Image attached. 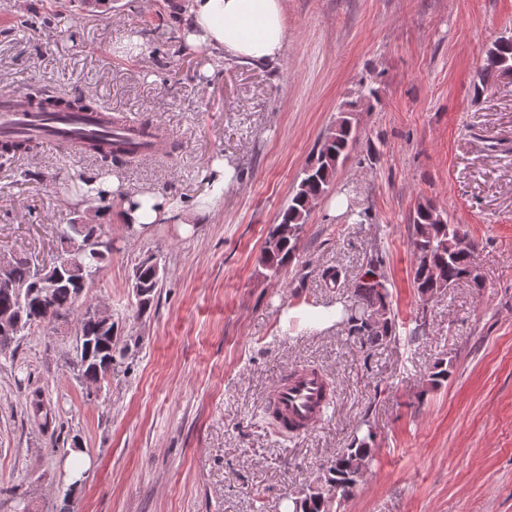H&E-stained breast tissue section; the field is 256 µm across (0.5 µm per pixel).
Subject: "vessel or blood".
<instances>
[{
  "label": "vessel or blood",
  "instance_id": "b4317fda",
  "mask_svg": "<svg viewBox=\"0 0 512 512\" xmlns=\"http://www.w3.org/2000/svg\"><path fill=\"white\" fill-rule=\"evenodd\" d=\"M17 135H30L38 140L40 146L74 154L85 153L93 141L108 147L116 138L135 142L143 137L148 142L146 152L151 156L163 151L168 138L167 132L159 128L154 129L151 135H144L139 123L126 118L115 126L88 112L40 111L25 96L1 92L0 137ZM329 396L328 377L323 371L297 367L278 380L266 400V406L283 428L303 433L321 421Z\"/></svg>",
  "mask_w": 512,
  "mask_h": 512
}]
</instances>
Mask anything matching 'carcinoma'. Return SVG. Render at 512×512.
Returning a JSON list of instances; mask_svg holds the SVG:
<instances>
[{"label": "carcinoma", "mask_w": 512, "mask_h": 512, "mask_svg": "<svg viewBox=\"0 0 512 512\" xmlns=\"http://www.w3.org/2000/svg\"><path fill=\"white\" fill-rule=\"evenodd\" d=\"M512 72V36H502L487 50L484 65L475 83L476 92L484 91L499 76ZM67 108L93 110L97 102L80 93L64 97ZM360 104L353 102L342 111L336 124L323 134L315 155L311 157L288 207L281 213L263 248L262 263L270 276L278 277L288 265L300 239V233L317 201L329 190L336 171L344 163L356 142V125L352 112ZM36 140L21 138L0 142V153L19 155L33 151ZM143 157L140 147L129 142L118 143V149L98 156L100 166L111 168L118 162H132ZM100 208L91 204L67 225V235L60 244L68 247L73 257L84 266L80 275L56 264V259L36 263L27 257L11 258L7 275L13 288L0 289V312L8 311L17 318L11 334H0V352L6 351L26 336L43 331L60 320L75 317L76 367L81 383L97 388L112 376V366L128 350V343L114 331L113 322L101 321L89 311H77L78 301L86 288L99 277L103 263L112 248H98L96 238L106 236L98 223ZM409 246L414 257L413 287L418 294L442 292L460 281L480 291L483 282L471 276L476 269L474 249L459 250L456 239L468 236L461 224L448 223V216L432 201L417 203L412 217ZM164 280V271L156 259L143 260L134 272L133 283L140 288L137 306L145 310L152 304ZM354 304L344 310L350 334L361 346L372 348L395 335V319L390 308L388 280L382 259L375 255L366 263L355 290ZM372 460V448L361 439L341 450L327 463L324 484L308 489L295 502L293 512H339L343 500L363 478Z\"/></svg>", "instance_id": "obj_1"}]
</instances>
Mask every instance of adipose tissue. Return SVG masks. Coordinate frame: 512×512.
Returning <instances> with one entry per match:
<instances>
[{"instance_id": "adipose-tissue-1", "label": "adipose tissue", "mask_w": 512, "mask_h": 512, "mask_svg": "<svg viewBox=\"0 0 512 512\" xmlns=\"http://www.w3.org/2000/svg\"><path fill=\"white\" fill-rule=\"evenodd\" d=\"M189 43L224 50L226 55L257 64L279 60L287 40L282 0H190ZM166 217L185 223L183 212L158 195L124 200L123 219L141 230Z\"/></svg>"}]
</instances>
